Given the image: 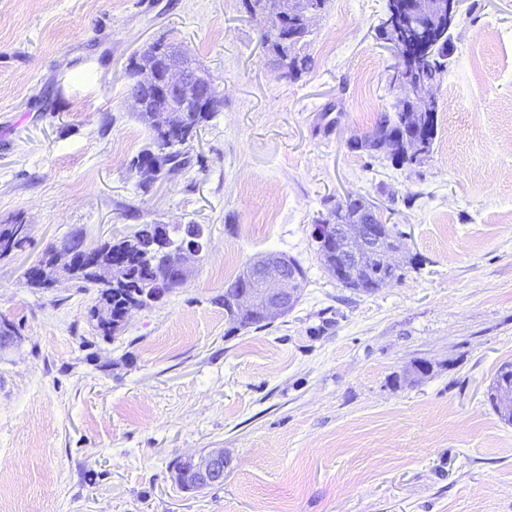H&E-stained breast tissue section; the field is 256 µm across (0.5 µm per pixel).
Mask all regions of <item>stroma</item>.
I'll return each mask as SVG.
<instances>
[{"label": "stroma", "mask_w": 512, "mask_h": 512, "mask_svg": "<svg viewBox=\"0 0 512 512\" xmlns=\"http://www.w3.org/2000/svg\"><path fill=\"white\" fill-rule=\"evenodd\" d=\"M385 0H329L313 63L281 77L242 0H0V512H512V425L486 399L512 362V0H463L435 87L434 150L400 167L354 149L399 92ZM157 41L198 59L224 110L149 190L128 101ZM359 194L404 232L403 281L365 295L324 268L314 229ZM201 224L191 278L97 327L96 291L28 266L81 233ZM295 258L293 310L231 331L224 287ZM428 368L415 379L413 364ZM223 450V483L182 490L175 458Z\"/></svg>", "instance_id": "1"}]
</instances>
